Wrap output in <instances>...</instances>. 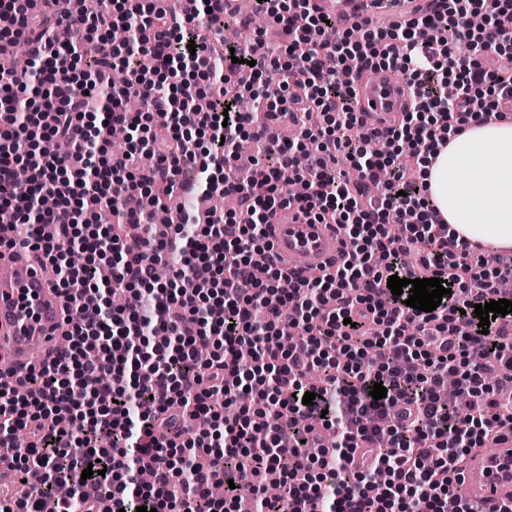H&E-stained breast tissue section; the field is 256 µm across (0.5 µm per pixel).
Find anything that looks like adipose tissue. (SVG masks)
<instances>
[{"mask_svg":"<svg viewBox=\"0 0 512 512\" xmlns=\"http://www.w3.org/2000/svg\"><path fill=\"white\" fill-rule=\"evenodd\" d=\"M433 203L471 243L512 248V121L469 123L426 169Z\"/></svg>","mask_w":512,"mask_h":512,"instance_id":"adipose-tissue-1","label":"adipose tissue"}]
</instances>
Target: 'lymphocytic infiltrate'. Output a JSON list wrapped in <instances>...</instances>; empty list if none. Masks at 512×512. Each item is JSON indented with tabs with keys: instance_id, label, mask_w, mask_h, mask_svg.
I'll return each mask as SVG.
<instances>
[{
	"instance_id": "obj_1",
	"label": "lymphocytic infiltrate",
	"mask_w": 512,
	"mask_h": 512,
	"mask_svg": "<svg viewBox=\"0 0 512 512\" xmlns=\"http://www.w3.org/2000/svg\"><path fill=\"white\" fill-rule=\"evenodd\" d=\"M31 2L0 0V46L28 48L22 60L0 56V223L28 225L22 248L69 303V345L30 372L27 391L0 373V443L25 433L10 465L46 476L10 512H42L62 485L60 512H95L104 499L120 512H241L246 499L253 512H444L451 499L474 512L455 465L512 442V396L487 382L512 380V313L484 332L474 307L502 299L512 254L458 244L416 171L469 122L512 118V29L497 24L512 0H402L399 21L373 30L322 0H255L281 28L284 55L256 40L250 68L232 62V39L207 38L213 22L237 18L225 0H195L187 19L154 0H112L103 15L93 0L36 14ZM115 27L125 41H113ZM376 68L413 92L410 109L379 126L363 119L356 86ZM244 70L282 89L274 99L251 89L263 119L233 94L197 109L195 77L225 84ZM131 97L140 112L127 110ZM312 111L320 123L279 146L262 184L226 170L245 135L263 139L271 122ZM116 126L135 140L121 153L108 149ZM143 152L156 163L134 169ZM188 160L200 164L195 192L234 196L238 211L181 212L170 238L132 249L123 227L152 220L156 188L183 189ZM48 196L54 208L34 212ZM287 207L337 228L341 263L306 275L275 257L270 226ZM199 267L204 293L190 281ZM393 275L438 278L448 293L420 311L391 293ZM116 293L126 307L113 306ZM450 378L467 415L441 396ZM326 429L334 448L309 453ZM273 475L285 502L263 491Z\"/></svg>"
}]
</instances>
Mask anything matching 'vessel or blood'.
Masks as SVG:
<instances>
[{"instance_id": "obj_1", "label": "vessel or blood", "mask_w": 512, "mask_h": 512, "mask_svg": "<svg viewBox=\"0 0 512 512\" xmlns=\"http://www.w3.org/2000/svg\"><path fill=\"white\" fill-rule=\"evenodd\" d=\"M359 95L369 112V123L393 118L407 111L412 94L408 86L394 81L385 71L362 80ZM270 237L275 254L289 268L318 267L340 256L342 237L329 224H309L289 219L273 224ZM0 361L10 364L11 381L25 388L26 375L34 365L33 349L61 336L64 330L65 301L49 288L43 271L16 260L14 253L0 254ZM459 483L478 505L480 512H494L512 500V444L494 452L476 450L464 465L456 467Z\"/></svg>"}]
</instances>
